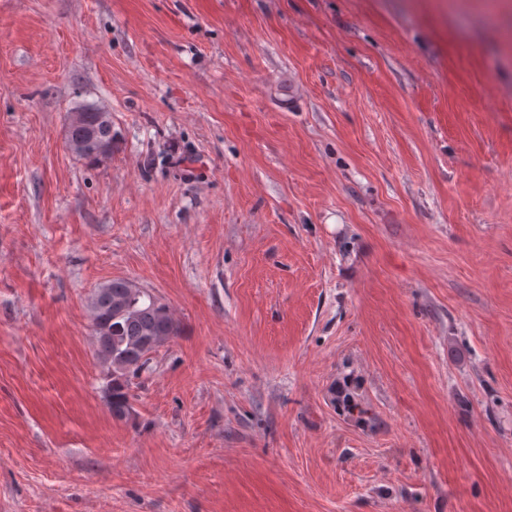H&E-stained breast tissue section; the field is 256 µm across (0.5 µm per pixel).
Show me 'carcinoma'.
<instances>
[{"label":"carcinoma","mask_w":512,"mask_h":512,"mask_svg":"<svg viewBox=\"0 0 512 512\" xmlns=\"http://www.w3.org/2000/svg\"><path fill=\"white\" fill-rule=\"evenodd\" d=\"M112 116L94 106L75 113L68 126L72 153L92 161L112 154ZM98 361L110 378L105 400L113 418L130 416L129 377L140 373L150 355L178 333L169 307L133 282L116 278L100 284L89 300Z\"/></svg>","instance_id":"1"}]
</instances>
